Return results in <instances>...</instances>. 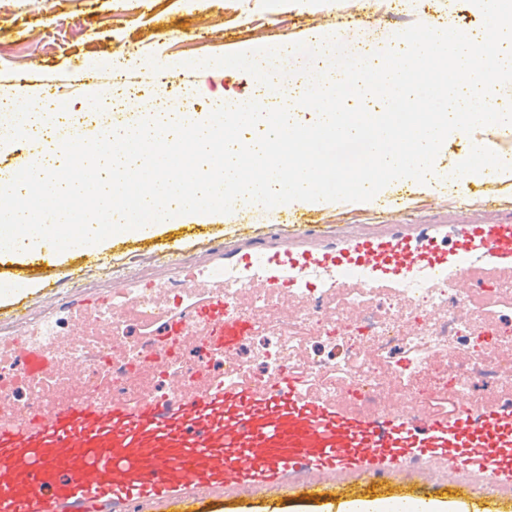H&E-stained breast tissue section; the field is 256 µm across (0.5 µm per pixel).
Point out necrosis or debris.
Masks as SVG:
<instances>
[{
	"mask_svg": "<svg viewBox=\"0 0 512 512\" xmlns=\"http://www.w3.org/2000/svg\"><path fill=\"white\" fill-rule=\"evenodd\" d=\"M330 332L314 318L275 324L256 309L261 326L237 352V373L269 377L281 367L309 376L335 397L361 388V408L382 409L392 395L430 413L435 403L512 400V284L482 304L397 297L326 302Z\"/></svg>",
	"mask_w": 512,
	"mask_h": 512,
	"instance_id": "1",
	"label": "necrosis or debris"
}]
</instances>
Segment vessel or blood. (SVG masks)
<instances>
[{"instance_id": "obj_1", "label": "vessel or blood", "mask_w": 512, "mask_h": 512, "mask_svg": "<svg viewBox=\"0 0 512 512\" xmlns=\"http://www.w3.org/2000/svg\"><path fill=\"white\" fill-rule=\"evenodd\" d=\"M11 142H27L29 162L62 140L85 136L59 124L43 141L21 122ZM289 234L239 233L204 261H169L150 278L132 273L118 284L78 297L42 282L50 300L37 329L14 309L21 329L10 341L34 401L27 410L0 401V512H132L142 501L157 512H198L209 495L239 497L246 488L281 500L358 505L392 512H431L439 492L471 512L478 484L512 486V402L461 404L452 415L407 411L402 402L380 412L357 409V390L338 399L285 368L265 379L228 383L206 367L174 386V360L202 351L233 365L243 337L256 329L245 293L267 299L279 320L311 299L344 294L443 297L474 286L512 283V217L482 223H391L337 231L300 227ZM112 311L130 314L153 336L164 359L135 364L137 389L116 392L99 363V390L83 372L61 377L48 353L57 327ZM425 458L448 474L420 493L413 482L388 486L386 474Z\"/></svg>"}]
</instances>
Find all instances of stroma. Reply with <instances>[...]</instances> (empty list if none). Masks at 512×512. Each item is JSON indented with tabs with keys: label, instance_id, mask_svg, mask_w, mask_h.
<instances>
[{
	"label": "stroma",
	"instance_id": "1",
	"mask_svg": "<svg viewBox=\"0 0 512 512\" xmlns=\"http://www.w3.org/2000/svg\"><path fill=\"white\" fill-rule=\"evenodd\" d=\"M447 16L457 28L483 30V15L471 0H427L391 12L379 9L373 0H332L318 13L304 9L302 0H279L271 9L260 0H0V96L50 98L51 85L72 80L79 69L90 74L91 87L102 89L112 82V69L118 66L124 71V111H138L149 100L161 102L187 88L193 93V109L207 113L213 99L248 97L256 83L247 72L200 69L197 61L236 53L245 43H306L314 30L334 27L345 18L375 27L369 41L353 33L344 39L348 48L363 44L374 53L388 47V29L402 31ZM479 188L463 204L448 187L434 195H417L399 185L371 208L343 203L309 212L308 219L342 228L402 220L486 223L512 213V185L486 181ZM487 194L497 198L499 213L484 211ZM239 224L238 217L220 214L198 227L172 224L165 233L143 241L130 236L114 242L102 262L77 254L54 267L0 260V279H42L56 273L65 291L86 294L120 280L141 258L167 261L175 240L181 259L202 260L208 246L231 242Z\"/></svg>",
	"mask_w": 512,
	"mask_h": 512
}]
</instances>
